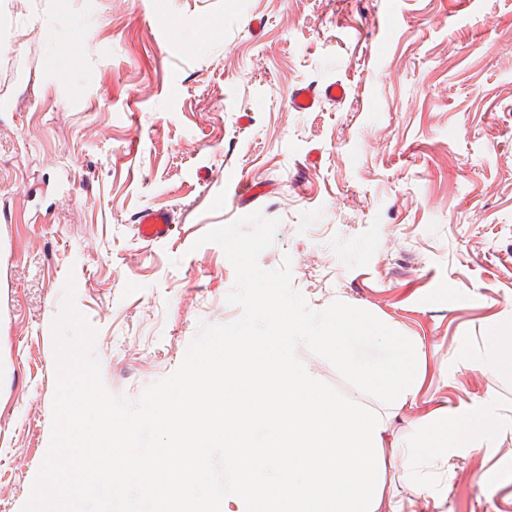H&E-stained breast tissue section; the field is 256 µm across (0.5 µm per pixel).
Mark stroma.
<instances>
[{
  "mask_svg": "<svg viewBox=\"0 0 512 512\" xmlns=\"http://www.w3.org/2000/svg\"><path fill=\"white\" fill-rule=\"evenodd\" d=\"M339 102L291 112L301 85ZM264 185L238 199L234 181ZM0 504L20 512L49 449L52 321L67 278L107 389L137 399L202 326L239 319L210 229L278 219L314 310L365 309L424 354L397 409L298 348L320 381L409 434L480 416L475 448L418 482L384 448L385 496L416 512H512V0H0ZM175 228L149 242L147 209ZM490 344L496 370L502 374L512 375V336H493Z\"/></svg>",
  "mask_w": 512,
  "mask_h": 512,
  "instance_id": "obj_1",
  "label": "stroma"
}]
</instances>
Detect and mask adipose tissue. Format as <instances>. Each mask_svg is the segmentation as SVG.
Wrapping results in <instances>:
<instances>
[{
  "instance_id": "ef3b65f1",
  "label": "adipose tissue",
  "mask_w": 512,
  "mask_h": 512,
  "mask_svg": "<svg viewBox=\"0 0 512 512\" xmlns=\"http://www.w3.org/2000/svg\"><path fill=\"white\" fill-rule=\"evenodd\" d=\"M490 426L487 421L478 417H467L449 421L447 413L425 416L415 435L407 444V477H414L424 457L423 449H446L449 439L467 443L487 434Z\"/></svg>"
}]
</instances>
